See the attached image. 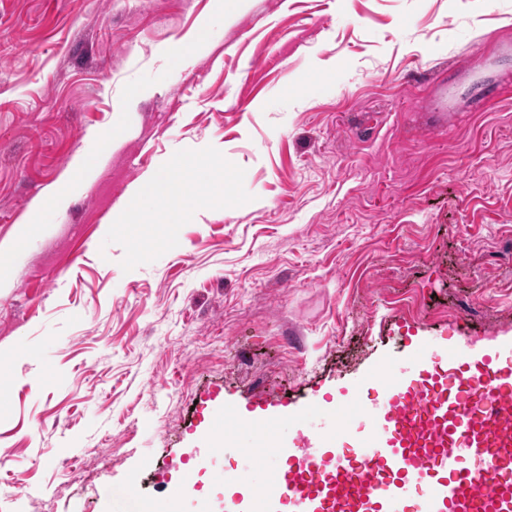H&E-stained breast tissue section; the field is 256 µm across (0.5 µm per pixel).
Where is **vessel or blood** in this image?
Instances as JSON below:
<instances>
[{"label": "vessel or blood", "mask_w": 512, "mask_h": 512, "mask_svg": "<svg viewBox=\"0 0 512 512\" xmlns=\"http://www.w3.org/2000/svg\"><path fill=\"white\" fill-rule=\"evenodd\" d=\"M466 83L491 105L506 93L452 66L429 82V97ZM373 420V454L307 440L227 512H512V360L475 370L451 353L445 369L389 387Z\"/></svg>", "instance_id": "obj_1"}]
</instances>
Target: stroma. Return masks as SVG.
<instances>
[{
	"label": "stroma",
	"instance_id": "1",
	"mask_svg": "<svg viewBox=\"0 0 512 512\" xmlns=\"http://www.w3.org/2000/svg\"><path fill=\"white\" fill-rule=\"evenodd\" d=\"M502 35L512 0H0V512H223L268 441L358 447L407 342L512 358V100L419 87ZM165 164L190 219L112 223ZM213 395L293 416L172 502Z\"/></svg>",
	"mask_w": 512,
	"mask_h": 512
}]
</instances>
